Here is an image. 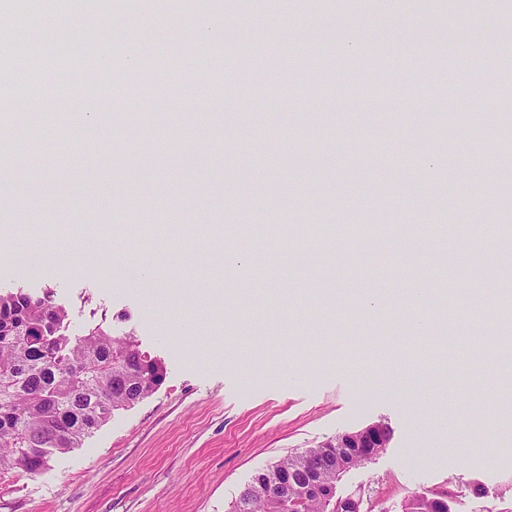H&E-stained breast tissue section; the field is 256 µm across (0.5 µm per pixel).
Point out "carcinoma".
<instances>
[{
  "label": "carcinoma",
  "mask_w": 512,
  "mask_h": 512,
  "mask_svg": "<svg viewBox=\"0 0 512 512\" xmlns=\"http://www.w3.org/2000/svg\"><path fill=\"white\" fill-rule=\"evenodd\" d=\"M512 320V297L488 292L474 317ZM69 314L51 292L21 288L0 293V475L37 473L52 455L82 446L112 415L150 396L165 380L163 362L139 349L131 337L112 336L106 319L90 318L81 335L69 330ZM512 336L482 340L471 348L477 363L492 365ZM258 470L233 503V512H336L307 490L336 486L340 475L365 463L345 448H312ZM288 479V500L270 489ZM448 492L414 493L400 512H450L441 508Z\"/></svg>",
  "instance_id": "obj_1"
}]
</instances>
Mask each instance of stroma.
Instances as JSON below:
<instances>
[{
  "label": "stroma",
  "mask_w": 512,
  "mask_h": 512,
  "mask_svg": "<svg viewBox=\"0 0 512 512\" xmlns=\"http://www.w3.org/2000/svg\"><path fill=\"white\" fill-rule=\"evenodd\" d=\"M178 0H81L78 13L57 6L50 23L71 31L76 56L98 73L122 57L124 75L104 120L69 123L95 111L77 74L47 82L45 112L66 131L43 124L26 85L11 92L15 115L42 123L33 148L0 155V173L17 175L14 214L29 225L65 224L68 236L106 239L111 264H69L67 238L37 237L26 253L0 243V291L51 290L70 311L72 333L91 313L111 318L114 335L134 332L163 360L161 387L116 412L82 447L52 457L36 474L0 478V512H228L251 476L337 434L383 421L392 440L348 473L342 494L382 491L381 506L426 489L448 491L452 512H512V396L490 398L479 365L460 370L469 339L496 331L494 319L440 324L406 315L409 290L428 300L455 293L473 309L472 291L488 274L512 285V238L477 255L486 226L512 222V163L499 146L512 136V112L484 97L498 72L464 66L442 44L499 42L512 28V0H359L355 13L322 0L316 10L281 0L273 20L263 0H212L206 17ZM226 30V41L199 44L178 85L159 65L181 56L198 24ZM114 29L91 47L79 31ZM322 54L331 86L383 78L422 84L444 97L467 87L478 123L449 110L447 124L424 100L404 109L370 110L342 98L323 104L320 76L301 70L296 108L242 109L236 82L276 76L277 55ZM153 72L152 94L137 92ZM224 84L214 93L212 81ZM469 176L482 203L455 211L466 252L450 253L443 233L448 189ZM265 186L253 190V182ZM111 183L115 196L100 188ZM152 201L142 210L130 190ZM237 207L225 213L224 201ZM282 228L273 242L268 222ZM375 233L322 247L307 241L317 224L361 225ZM245 253L238 266L226 250ZM148 255L154 280L134 275ZM375 297L387 316L367 315ZM469 389L458 397L457 384ZM486 416L495 436L461 448L457 424ZM430 453L412 463L411 450ZM483 484L488 494L470 489Z\"/></svg>",
  "instance_id": "35a3bbf8"
}]
</instances>
